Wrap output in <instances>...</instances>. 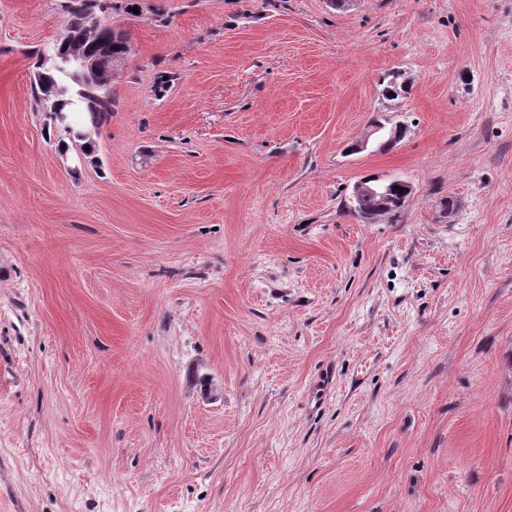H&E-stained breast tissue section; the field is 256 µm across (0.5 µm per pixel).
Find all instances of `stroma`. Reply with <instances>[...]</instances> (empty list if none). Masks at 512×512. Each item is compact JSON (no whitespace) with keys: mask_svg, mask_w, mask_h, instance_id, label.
Returning a JSON list of instances; mask_svg holds the SVG:
<instances>
[{"mask_svg":"<svg viewBox=\"0 0 512 512\" xmlns=\"http://www.w3.org/2000/svg\"><path fill=\"white\" fill-rule=\"evenodd\" d=\"M114 2L85 156L0 0V512H512V0ZM394 186H398V189L404 188V191L401 193L407 197L410 196L413 190L412 184L409 181L397 177H391L388 179L365 177L362 180H359L354 184L349 196V204L350 207H352L350 208L351 211L357 213L356 216L366 219L364 214L376 209L378 207V201L376 199L363 198L374 197L379 199V208L377 209V212L372 214V217H378L377 213H384L386 210L390 209V200L392 199L391 191L394 190ZM360 200L362 201L358 203ZM405 202L406 199L399 205L391 208L385 214L397 213L404 206ZM356 204L358 207L355 206ZM354 206L355 208H353Z\"/></svg>","mask_w":512,"mask_h":512,"instance_id":"obj_1","label":"stroma"}]
</instances>
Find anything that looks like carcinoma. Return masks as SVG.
Returning <instances> with one entry per match:
<instances>
[{
	"label": "carcinoma",
	"mask_w": 512,
	"mask_h": 512,
	"mask_svg": "<svg viewBox=\"0 0 512 512\" xmlns=\"http://www.w3.org/2000/svg\"><path fill=\"white\" fill-rule=\"evenodd\" d=\"M93 8L104 13L111 8L110 0H70V19L66 30L71 40L65 52L78 55L93 48L107 59L128 54V38L123 32H114V28L104 22L94 29L89 27L88 12ZM33 93L42 111H48L54 104L65 114L68 124L63 128V138L59 140L63 146L66 139L81 128L76 122L77 116H85L91 126L98 127L112 115V86L109 84L93 82L80 85L63 73L51 70L36 80Z\"/></svg>",
	"instance_id": "carcinoma-1"
}]
</instances>
